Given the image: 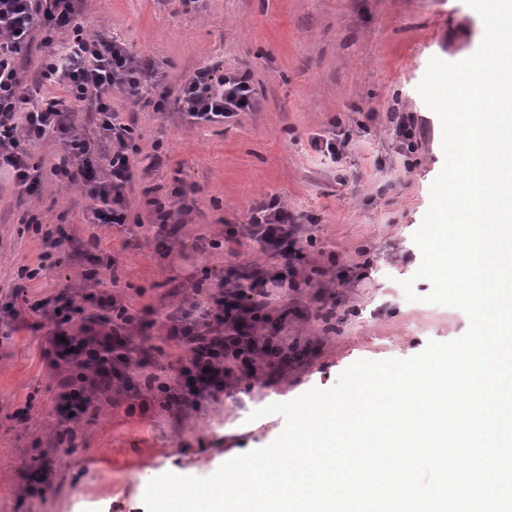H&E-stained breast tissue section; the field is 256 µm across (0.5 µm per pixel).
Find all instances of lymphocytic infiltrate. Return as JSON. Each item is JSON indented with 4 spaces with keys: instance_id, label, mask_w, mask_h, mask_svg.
<instances>
[{
    "instance_id": "lymphocytic-infiltrate-1",
    "label": "lymphocytic infiltrate",
    "mask_w": 512,
    "mask_h": 512,
    "mask_svg": "<svg viewBox=\"0 0 512 512\" xmlns=\"http://www.w3.org/2000/svg\"><path fill=\"white\" fill-rule=\"evenodd\" d=\"M82 0H0V169L12 172L21 187L37 184V165L28 160L26 145L56 136L62 146L56 176L81 183L90 200L94 224H122L127 219L126 191L135 177L133 157L135 118H123L112 105L113 89L123 90L132 104L146 93L157 95L156 111H163L166 88L154 82L125 43L102 32L88 31L81 18ZM45 31L46 53L39 67L40 85L49 93L33 97L23 89L18 57L35 28ZM62 94H55V87ZM179 109L193 122L221 123L255 107V91L247 74L214 76L201 68L181 86ZM93 107L102 135L112 149L99 153L94 142L75 132V106ZM251 233L285 261L288 285L299 288L295 266L303 252L297 237L298 218L278 200L258 205L249 218ZM266 280L254 274L248 282L225 281L211 293L199 312L169 314V335L178 337L186 356L174 371L163 372L168 399L189 406L215 399L224 391L228 360L245 365L280 357L283 349L267 332ZM100 312L82 316L72 301L56 305L50 314L52 355L64 365L59 413L82 418L90 403L112 391L139 398L140 389L127 374L129 355L124 338L141 326L137 314L109 294L95 296Z\"/></svg>"
}]
</instances>
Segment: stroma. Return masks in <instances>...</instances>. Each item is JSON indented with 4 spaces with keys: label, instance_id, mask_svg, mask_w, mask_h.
I'll list each match as a JSON object with an SVG mask.
<instances>
[{
    "label": "stroma",
    "instance_id": "obj_1",
    "mask_svg": "<svg viewBox=\"0 0 512 512\" xmlns=\"http://www.w3.org/2000/svg\"><path fill=\"white\" fill-rule=\"evenodd\" d=\"M88 27L154 62L171 97L137 114V144L162 142L168 159L137 177L129 224L89 223L78 185L52 175L54 139L30 145L43 184L19 195L0 172V512H146L148 482L166 473L207 477L273 442L278 415L256 409L334 386L355 361L408 359L469 327L458 308L407 301L422 254L413 240L444 164L441 123L417 91L432 57L456 62L478 48L484 25L465 0H87ZM250 73L259 107L221 124L189 122L173 99L194 71ZM415 117L414 150L401 148L392 116ZM347 141L330 162L315 140ZM195 187L191 212L168 235L147 221L150 200L171 208ZM278 198L298 228L309 279L271 287L267 313L288 363L233 369L216 400L168 404L144 388L143 407L113 394L76 424L59 423L58 373L48 354L46 301L111 290L145 329L132 333L129 374L176 364L185 353L165 313L203 305L222 280L272 277L280 258L248 231L253 208ZM62 227L59 264L42 266L32 222ZM223 241L199 253L198 240ZM48 477L45 494L26 492Z\"/></svg>",
    "mask_w": 512,
    "mask_h": 512
}]
</instances>
